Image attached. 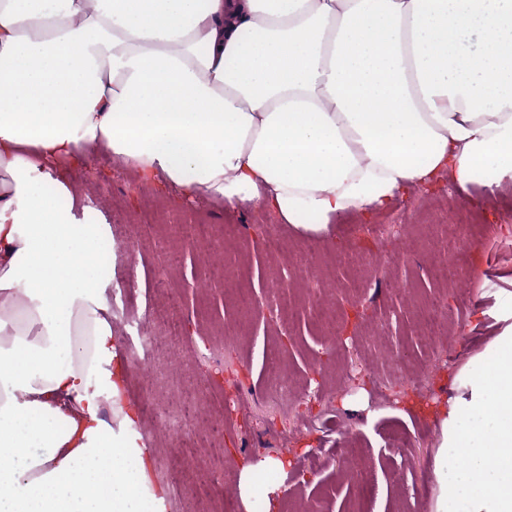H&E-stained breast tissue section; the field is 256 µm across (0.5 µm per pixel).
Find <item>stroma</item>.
<instances>
[{"mask_svg":"<svg viewBox=\"0 0 512 512\" xmlns=\"http://www.w3.org/2000/svg\"><path fill=\"white\" fill-rule=\"evenodd\" d=\"M81 206L102 223L144 224L134 271L112 258V282L133 290L130 307L112 312V333L144 336L141 359L153 378L131 373L127 396L139 408L136 431L147 448L152 477L166 490L165 512H239V458L305 448L314 475L290 482L279 512H429L435 404L448 394V377L482 350L502 317L512 314V256L499 259L492 279L473 265L469 288L480 303L465 307L453 282L439 279L431 256L446 238L440 220L448 208L470 211L481 189L453 197L413 187L382 214L397 222L391 250H383L359 222L339 225L333 238L311 239L280 226L283 248L269 255L260 223L273 215L248 207L225 212L200 199L181 204L172 195L140 191L113 157L95 158L92 170L72 167L68 177ZM476 232L492 249L497 229L512 230V180L491 196ZM362 249L373 271L361 278L347 261ZM404 254L393 267L390 251ZM306 276H292L289 312L268 291L269 272L288 271L299 255ZM209 288H200L202 280ZM328 298L336 313L359 302L365 317L330 344L311 318L314 296ZM448 304L462 330L430 342L420 336L416 312L434 300ZM223 376V386L212 377ZM317 382L323 401L313 414L298 413L307 384ZM369 394L368 412L345 409V396ZM289 397L291 411L281 408ZM177 416L190 434L175 441L162 420ZM398 427L406 448L389 445ZM223 479V500L212 478Z\"/></svg>","mask_w":512,"mask_h":512,"instance_id":"stroma-1","label":"stroma"}]
</instances>
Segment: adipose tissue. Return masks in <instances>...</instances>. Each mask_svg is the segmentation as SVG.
I'll list each match as a JSON object with an SVG mask.
<instances>
[{
  "label": "adipose tissue",
  "instance_id": "1",
  "mask_svg": "<svg viewBox=\"0 0 512 512\" xmlns=\"http://www.w3.org/2000/svg\"><path fill=\"white\" fill-rule=\"evenodd\" d=\"M102 152L320 240L444 175L494 190L512 0H0V512H164L108 232L51 172ZM459 376L431 412L430 512H512V323ZM285 468L240 463L243 512H278Z\"/></svg>",
  "mask_w": 512,
  "mask_h": 512
}]
</instances>
